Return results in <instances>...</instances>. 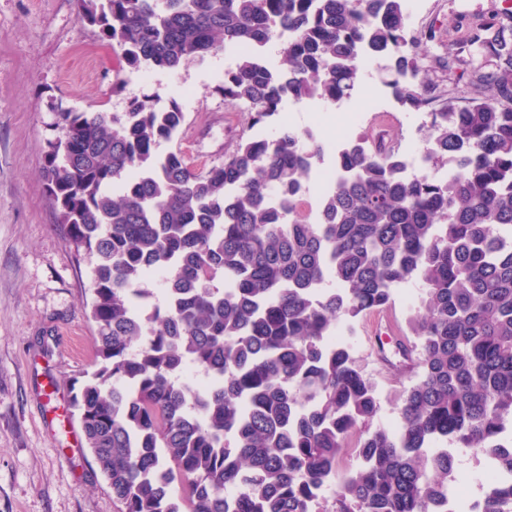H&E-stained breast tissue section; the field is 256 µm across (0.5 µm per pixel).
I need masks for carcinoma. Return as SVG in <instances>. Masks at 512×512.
Segmentation results:
<instances>
[{
	"instance_id": "carcinoma-1",
	"label": "carcinoma",
	"mask_w": 512,
	"mask_h": 512,
	"mask_svg": "<svg viewBox=\"0 0 512 512\" xmlns=\"http://www.w3.org/2000/svg\"><path fill=\"white\" fill-rule=\"evenodd\" d=\"M76 6L136 71L236 54L224 102L253 127L289 98L351 99L365 55L429 116L427 172L406 176L392 142L348 140L308 220L323 160L309 131L241 135L198 170L158 151L185 124L175 100L58 107L41 175L60 232L95 259L97 363L71 406L122 512H448L456 453L512 473V25L480 16L451 39L476 47L481 63L458 61L494 90L458 105L408 81L421 58L405 0ZM273 43L283 69L266 61ZM154 274L159 295L144 287ZM410 282L420 295L398 350L415 354L413 380L398 423L376 426L352 337ZM478 502L466 512H512V485L489 483Z\"/></svg>"
}]
</instances>
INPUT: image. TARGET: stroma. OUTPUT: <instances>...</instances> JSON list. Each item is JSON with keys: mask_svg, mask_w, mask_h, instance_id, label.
<instances>
[{"mask_svg": "<svg viewBox=\"0 0 512 512\" xmlns=\"http://www.w3.org/2000/svg\"><path fill=\"white\" fill-rule=\"evenodd\" d=\"M476 14L511 15L512 0H419L409 13L411 34L436 56L421 74L448 97L475 80L458 65L448 31ZM119 49L82 25L75 0H0V512H119L84 443L70 400L96 362L91 295L92 260L58 233L40 171L58 105L82 111H125L130 99L167 104L179 99L186 114L168 144L200 169L222 162L250 123L248 110L226 105L224 58L212 56L145 83ZM382 69L363 72L347 106L364 114L348 126L343 113L311 125L306 112L282 108L278 119L298 131L315 130L332 159L342 140L368 142L407 136L426 140L422 112L390 100L381 112L367 100L384 86ZM392 317L362 321L353 352L380 393L378 424L395 421V399L409 377L381 367L372 334L393 351L408 331L409 304L392 303Z\"/></svg>", "mask_w": 512, "mask_h": 512, "instance_id": "stroma-1", "label": "stroma"}]
</instances>
